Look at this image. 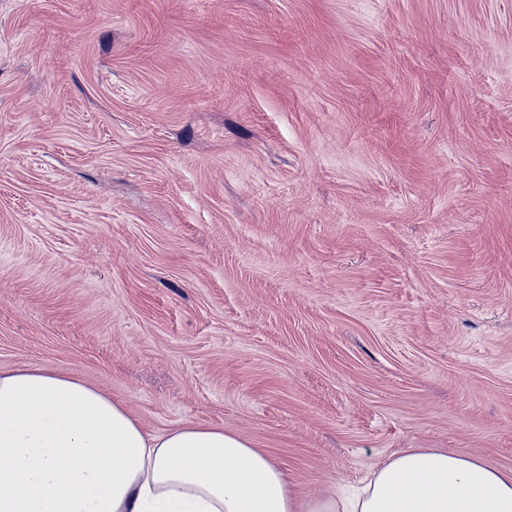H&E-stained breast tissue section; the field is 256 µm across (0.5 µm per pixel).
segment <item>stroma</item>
Returning <instances> with one entry per match:
<instances>
[{
	"label": "stroma",
	"instance_id": "stroma-1",
	"mask_svg": "<svg viewBox=\"0 0 512 512\" xmlns=\"http://www.w3.org/2000/svg\"><path fill=\"white\" fill-rule=\"evenodd\" d=\"M305 493L512 470V0H0V371Z\"/></svg>",
	"mask_w": 512,
	"mask_h": 512
}]
</instances>
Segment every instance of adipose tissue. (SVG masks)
Wrapping results in <instances>:
<instances>
[{"mask_svg":"<svg viewBox=\"0 0 512 512\" xmlns=\"http://www.w3.org/2000/svg\"><path fill=\"white\" fill-rule=\"evenodd\" d=\"M0 512H512V471L405 448L355 496L310 498L236 433L150 432L99 390L32 367L0 372Z\"/></svg>","mask_w":512,"mask_h":512,"instance_id":"obj_1","label":"adipose tissue"}]
</instances>
